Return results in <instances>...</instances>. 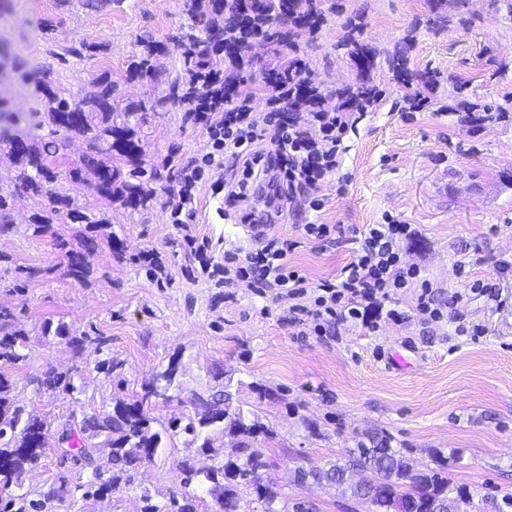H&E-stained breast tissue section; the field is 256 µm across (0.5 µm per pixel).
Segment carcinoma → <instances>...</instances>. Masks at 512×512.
<instances>
[{
  "label": "carcinoma",
  "instance_id": "cac0c4a2",
  "mask_svg": "<svg viewBox=\"0 0 512 512\" xmlns=\"http://www.w3.org/2000/svg\"><path fill=\"white\" fill-rule=\"evenodd\" d=\"M188 12L193 19L191 31L174 38V46L184 58V73L169 86L168 96L177 103H185L188 89L206 85L207 70L230 65L240 67L241 55H221L225 49V26L219 17L224 12L240 16L245 24L241 30L242 46L252 36H262L277 46L292 48L299 33L289 26L301 27L313 17V0H230L223 5L219 0H189ZM162 50L154 44L142 45L128 67L132 78L158 76L157 58ZM97 90L81 99L69 100L52 88L42 89L43 111L36 113L38 125L49 127L47 136L35 142L23 136L10 138L7 152L16 167L15 177L7 184L0 182V236L24 233L40 237L51 227L63 221L78 224V247L60 241L65 251L63 274L75 282H85L91 274L85 255L106 249L122 253V241L112 233L108 213L90 211L74 203L70 197L55 188L61 180H81L85 173L95 178V192L107 202L121 201L135 209H145L152 193L144 184L156 177L153 166L142 163V139L138 135L141 118L135 112H126L127 119L120 125L112 122L119 106L117 85L104 73L96 80ZM75 134L93 144L80 163L64 166L60 162V133ZM134 163L129 171L125 165ZM26 195L36 203L28 224L20 226L12 220L15 197ZM132 263L146 270L157 283L161 261L156 251L144 250L131 258ZM59 270L58 265L46 267L15 264L9 256L0 254V286L23 294L38 279ZM42 333L68 339L76 354L92 347L104 351L108 339L96 331L84 330L77 334L64 322L48 320ZM29 357V335L17 315L0 308V512H46L51 501L64 498L75 489L84 498L116 490L121 484L134 482L140 468L151 461L158 449L184 434L187 445L199 444L209 454L213 464L202 468L186 458L178 462L181 490L170 495L168 503L159 506L151 497H142L141 512H198L197 486L209 483L207 494L212 506L203 512H242L241 489L249 488L257 499L265 503L264 512H299V505L288 510V500L281 496L278 485L263 479L275 462L255 447L258 437L274 439V431L249 417L243 408L233 405L232 394L219 390L193 393L194 412L171 419L156 429L152 411L161 403L174 398L181 389L179 360L172 358L167 366L128 400H121L108 412L87 413L82 408L69 411L65 422L56 432L55 442L69 440L67 451L61 454V464H70L73 477L60 476L59 485L48 491L25 488L28 474L36 467L49 445L47 422L27 409L19 399L13 369ZM95 369L118 384L126 383L122 364L110 358L95 363ZM34 391L61 390L79 402L82 393L80 377L72 371L50 369L27 379ZM227 434L236 439V456L224 458L212 446V436ZM110 448L112 475L103 478L99 463V444ZM359 470L363 477L353 482L350 473ZM308 481L326 483L344 488L350 497L370 504L371 512H423L428 502L439 503L440 512H465L470 503L469 494L460 488L456 496H448V458L435 455L434 465L416 469L409 458L391 446V438L383 432L366 433L355 440L354 447L346 449L343 461L323 467H298L292 482L300 485Z\"/></svg>",
  "mask_w": 512,
  "mask_h": 512
}]
</instances>
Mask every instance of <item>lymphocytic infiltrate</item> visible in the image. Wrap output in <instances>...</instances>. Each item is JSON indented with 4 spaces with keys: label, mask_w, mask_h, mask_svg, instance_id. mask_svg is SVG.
<instances>
[{
    "label": "lymphocytic infiltrate",
    "mask_w": 512,
    "mask_h": 512,
    "mask_svg": "<svg viewBox=\"0 0 512 512\" xmlns=\"http://www.w3.org/2000/svg\"><path fill=\"white\" fill-rule=\"evenodd\" d=\"M208 87L190 104L191 118L207 124L208 143L201 157L181 168L178 202L171 211L180 228L185 225L184 206L197 183L206 172L223 169L228 161L239 165L240 177L224 182V200L237 208L242 223L253 220V184L267 183L277 207L295 203L299 191L336 171L349 128L379 98L373 89L350 96L328 111L318 88L292 81L266 99L267 121L278 130L267 147L253 117L255 92L225 85L220 71L211 74ZM415 235L412 225L394 220L367 225L354 260L337 277L316 283L288 261L296 241L263 236L259 247L245 256L225 255L223 279L225 285L262 297L288 298L290 322L313 321L320 336L334 335L344 323L378 331L381 317L399 319V312L385 309L384 303L405 288L416 289V309L425 320L437 321L444 313L435 302L431 280L418 265L401 259L403 244Z\"/></svg>",
    "instance_id": "1"
}]
</instances>
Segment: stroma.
I'll list each match as a JSON object with an SVG mask.
<instances>
[{
  "mask_svg": "<svg viewBox=\"0 0 512 512\" xmlns=\"http://www.w3.org/2000/svg\"><path fill=\"white\" fill-rule=\"evenodd\" d=\"M187 2L0 0V53L6 56L0 99L8 111H41L42 85L77 98L110 74L123 108L150 103L141 126L144 160L163 174L150 185L149 207L135 211L100 198L91 181L63 182L74 202L110 211L124 253L87 255L93 274L85 284L58 274L22 296L0 288V308L13 310L30 337L31 356L13 371L21 399L57 426L77 403L111 410L175 357L183 391L157 407L155 417L164 423L192 413L191 391L228 387L244 411L274 431L261 448L275 461L269 476L289 502L312 503L317 512H368L340 487L297 486L292 474L301 465L336 461L357 436L382 431L416 468L442 453L452 486L471 495L468 512H492L490 497L512 495V302L500 306L471 296L469 288L481 279L512 294V271L497 267L512 256V0H315L320 28L301 29L298 51H277L267 39L252 38L244 55L247 86L261 87V69L295 62L305 81L325 90V108L335 107L337 93L364 85L382 93L346 134L338 170L301 194L296 207L258 213L257 222L267 235L297 241L288 260L314 281L354 259L366 225L389 217L413 225L418 235L404 244V259L437 283V299L447 305L446 318L425 322L408 291L390 303L400 321L382 323L375 333L342 325L327 337L315 335L312 324H292L288 300L183 270L184 235L208 241L216 265L254 245L244 239L234 208L214 193L216 173L196 185L187 232H179L171 216L181 167L207 148L205 127L187 121L185 106L164 102L183 68L172 38L192 24ZM144 41L167 49L153 80L128 76ZM363 53L370 59L365 68ZM426 82L433 87L431 104L410 109L408 92ZM469 104L496 114L481 124L467 122ZM313 199L318 209H311ZM305 224L330 225L332 242L321 248L304 239ZM73 235L72 225L56 224L38 239L0 237V253L23 266L62 265L56 242ZM143 249L157 250L167 281L156 283L131 263ZM460 261L466 264L461 273ZM48 319L76 332L95 326L108 339V355L122 363L126 386L117 388L95 370L93 351L78 356L67 340L43 335ZM476 324L483 334L456 331ZM50 368L80 374L79 401L27 386L28 376ZM258 384L274 389L275 398H259ZM314 424L319 434H312ZM188 454L183 438H173L132 484L103 499L73 492L51 501L48 512H140L146 495L165 503L179 488L177 464Z\"/></svg>",
  "mask_w": 512,
  "mask_h": 512,
  "instance_id": "obj_1",
  "label": "stroma"
}]
</instances>
